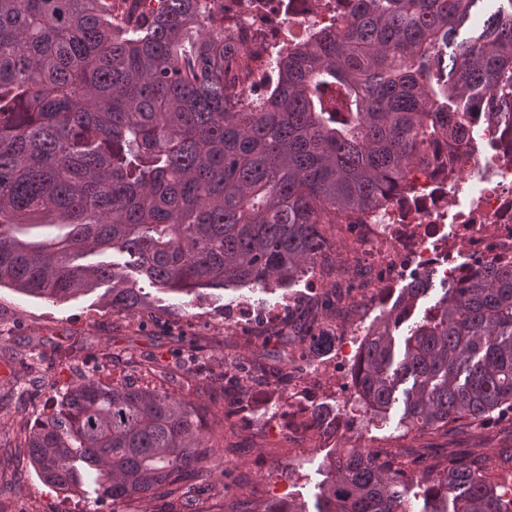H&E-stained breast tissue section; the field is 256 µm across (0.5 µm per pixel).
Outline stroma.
<instances>
[{"mask_svg":"<svg viewBox=\"0 0 512 512\" xmlns=\"http://www.w3.org/2000/svg\"><path fill=\"white\" fill-rule=\"evenodd\" d=\"M326 262L316 264L322 287L312 291L307 276L267 288L202 289L177 294L145 284L149 307L135 315L117 313L103 304L101 290L49 301L0 287V512H85L88 501L62 494L43 483L28 463L24 440L42 419V398L57 394L80 378L104 371L113 382L139 380L142 364H152L162 378V392L202 409L203 432L222 460L207 494L187 491L181 498L100 500L98 512H229L233 500L255 501L268 495L289 498L300 512H318L319 486L327 475L325 461L334 449L372 446L398 448L415 458L436 448H495L512 441L501 428L483 432L402 435V403H395L374 423L342 416L335 441L316 447L295 443L279 422L288 387L274 370L289 369L290 350L298 338L297 317L317 313L322 298L335 294L337 277L354 280L353 268L337 271L346 244L327 225ZM263 309L286 305L281 326L262 331L253 343L227 327L224 314L238 300ZM261 365L267 376L252 384L247 415L236 413L224 395V372L241 359ZM334 350L318 352L317 375L305 381L316 405L339 406L344 396L330 369ZM236 494L227 498L226 483Z\"/></svg>","mask_w":512,"mask_h":512,"instance_id":"obj_1","label":"stroma"}]
</instances>
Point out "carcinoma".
Instances as JSON below:
<instances>
[{
    "label": "carcinoma",
    "mask_w": 512,
    "mask_h": 512,
    "mask_svg": "<svg viewBox=\"0 0 512 512\" xmlns=\"http://www.w3.org/2000/svg\"><path fill=\"white\" fill-rule=\"evenodd\" d=\"M0 0V286L61 300L108 285L148 305L131 270L179 294L283 284L325 256L324 224H357L415 194L410 174L455 181L448 147L485 113L512 157V0L455 42L478 0H336V20L277 51L217 24L213 0ZM267 91L244 94L242 74ZM117 253L123 263L101 259ZM431 274L363 337L358 394L379 417L404 384L403 434L512 419V262L442 288L396 350ZM200 408L85 377L59 393L25 448L58 492L94 501L179 497L212 473ZM306 435L336 434L312 408ZM320 512H512V447L403 460L343 448Z\"/></svg>",
    "instance_id": "obj_1"
}]
</instances>
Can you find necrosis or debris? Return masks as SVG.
Returning a JSON list of instances; mask_svg holds the SVG:
<instances>
[{"instance_id": "4bbe7bcc", "label": "necrosis or debris", "mask_w": 512, "mask_h": 512, "mask_svg": "<svg viewBox=\"0 0 512 512\" xmlns=\"http://www.w3.org/2000/svg\"><path fill=\"white\" fill-rule=\"evenodd\" d=\"M322 0H282L278 13L265 12L260 0H218L217 9L239 17L246 35L258 37L264 45L276 44L282 27L310 34L309 18L327 21ZM455 160L458 171L481 167L488 185L472 207L450 212L447 196L430 192L411 206L416 221L412 224L344 225L353 240L349 260L360 270L359 278L341 293L336 313L338 340L366 332L365 317L351 311L354 302L378 304L384 289L411 279L417 273L431 271L448 281H456L471 270L494 262H512V160L499 155L480 156L475 142H460ZM458 244L461 257L450 254Z\"/></svg>"}]
</instances>
